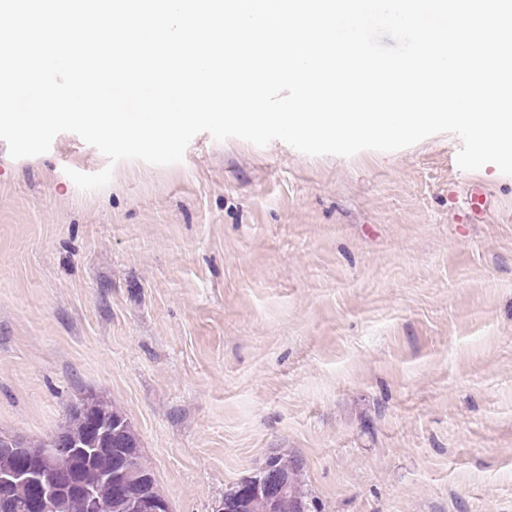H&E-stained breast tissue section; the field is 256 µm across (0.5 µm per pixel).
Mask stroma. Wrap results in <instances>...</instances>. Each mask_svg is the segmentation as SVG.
<instances>
[{
  "label": "stroma",
  "instance_id": "1",
  "mask_svg": "<svg viewBox=\"0 0 512 512\" xmlns=\"http://www.w3.org/2000/svg\"><path fill=\"white\" fill-rule=\"evenodd\" d=\"M460 147L201 133L181 163L111 166L69 132L0 141V434L47 440L93 391L173 512L273 452L313 512H512V176ZM108 166L94 191L67 175Z\"/></svg>",
  "mask_w": 512,
  "mask_h": 512
}]
</instances>
